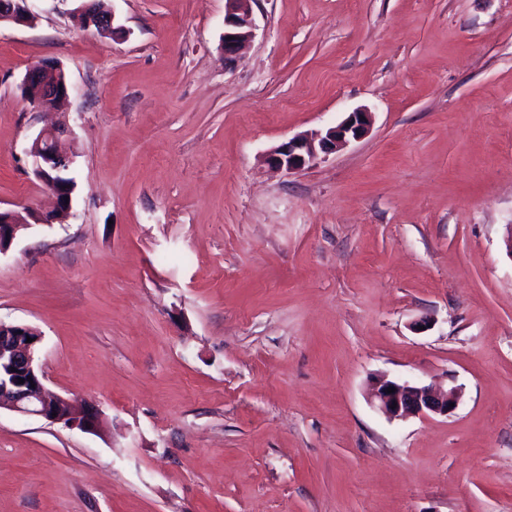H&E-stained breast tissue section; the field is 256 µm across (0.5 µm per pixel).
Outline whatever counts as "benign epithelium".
<instances>
[{
    "label": "benign epithelium",
    "mask_w": 512,
    "mask_h": 512,
    "mask_svg": "<svg viewBox=\"0 0 512 512\" xmlns=\"http://www.w3.org/2000/svg\"><path fill=\"white\" fill-rule=\"evenodd\" d=\"M28 0H0V23L28 26L34 23L35 15L27 5ZM256 0H225L224 9V61H234L242 47L254 37L255 25L252 18V3ZM74 21L82 28H95L102 32L122 33V27L114 25V16L97 8V0H78V6L71 12ZM36 86V95L29 99L35 107L52 110L68 98L71 85L62 65L51 61L29 69L21 89ZM371 124V113L359 109L348 114L338 125L296 135L274 147L268 156L276 168L288 172L301 170L317 164L327 155L336 152L352 140L364 137ZM71 134L67 122L62 121L43 128L31 139L25 150L31 158L33 174L42 189L55 199L50 212L24 210L19 212L0 208V254L6 253L23 231L34 225L64 223L72 214L73 204L66 203V197L73 196L75 185L71 182L70 171L73 155L62 149L63 137ZM30 337L26 343L23 338ZM41 333L28 325L0 321V366L11 365L22 371L24 383L6 381L0 376V408L28 416L41 417L51 423L94 432L98 417L90 409L78 412L74 404L51 391L43 383L38 348ZM395 392L389 393L387 389ZM371 400L378 409L391 419L448 417L454 413L461 398L460 388L454 386L446 393L409 380L394 381L376 379L371 386Z\"/></svg>",
    "instance_id": "benign-epithelium-1"
}]
</instances>
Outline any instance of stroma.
Wrapping results in <instances>:
<instances>
[{
  "mask_svg": "<svg viewBox=\"0 0 512 512\" xmlns=\"http://www.w3.org/2000/svg\"><path fill=\"white\" fill-rule=\"evenodd\" d=\"M75 0L0 25V207L72 86L71 216L0 255V321L42 334L88 433L0 411V512H512V0ZM372 114L286 172L269 151ZM427 329L416 330L421 320ZM462 389L392 420L371 378ZM80 2L71 12L74 21L82 28H96L112 35L121 34L122 27L114 26V15L103 13L97 8V0H75ZM252 3L255 0H225L223 46L226 62L234 61L242 47L254 37ZM36 84V95L33 92L30 97L24 94L35 107L52 110L64 99L68 98L71 91V85L67 79L66 73L59 62L51 61L29 69L23 79L21 90Z\"/></svg>",
  "mask_w": 512,
  "mask_h": 512,
  "instance_id": "stroma-1",
  "label": "stroma"
}]
</instances>
